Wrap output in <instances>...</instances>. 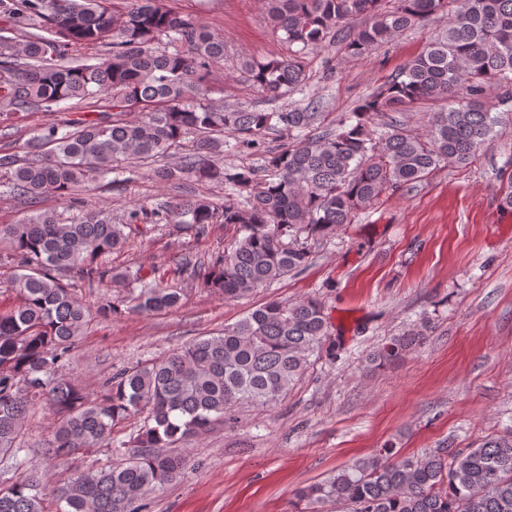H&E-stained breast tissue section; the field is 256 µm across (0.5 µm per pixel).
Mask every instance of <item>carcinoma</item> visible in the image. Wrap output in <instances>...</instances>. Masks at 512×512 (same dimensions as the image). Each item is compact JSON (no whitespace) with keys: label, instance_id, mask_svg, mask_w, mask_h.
Here are the masks:
<instances>
[{"label":"carcinoma","instance_id":"cac0c4a2","mask_svg":"<svg viewBox=\"0 0 512 512\" xmlns=\"http://www.w3.org/2000/svg\"><path fill=\"white\" fill-rule=\"evenodd\" d=\"M266 18L288 55L239 56L237 71L272 99L305 92L307 54L339 39L344 55L363 59L438 11L448 28L376 92L360 99L334 129H321L312 103L279 112L226 105L209 98L213 66L224 61V35L159 0H130L120 15L102 0H0V18L14 37L0 35V127L23 113L66 112L74 101L86 115L38 127L36 157L0 156V193L29 201L65 198L66 217L36 212L0 224V245L13 259L8 280L16 304L0 309V512H45L37 473L23 468V435L37 401L57 420L48 459L112 443V431L141 415L131 441L111 448L106 468L70 478L57 492L59 512H141L148 493L180 478L187 451L177 447L212 426L229 424L242 403H275L321 350L328 335L324 303L316 297L266 302L217 336L116 370L96 395L62 373L94 314L120 311L110 301L97 312L75 294L111 287L114 275L99 258L122 247L134 224L212 225L234 230L224 253L185 257L176 271L226 299L245 297L309 262L312 248L401 188L443 164L466 165L492 138L497 119L485 88L506 85L512 101V0H264ZM361 17L364 26L350 24ZM75 45L96 46L81 63ZM438 103L423 132L390 122L376 134L372 121L388 112H414ZM125 112L138 118L127 121ZM276 132L287 143L265 147ZM261 155L257 167L226 168L224 135ZM191 144L179 160L159 159ZM137 160L145 177L177 184L194 178L244 197L220 206L203 199L163 208L133 206L122 219L82 197L99 179ZM134 310L178 307L182 294L160 276L139 278ZM431 334L423 322L367 356L391 364ZM297 499L311 512L326 505L349 512H512V428L465 453L444 448L417 457L359 459Z\"/></svg>","mask_w":512,"mask_h":512}]
</instances>
